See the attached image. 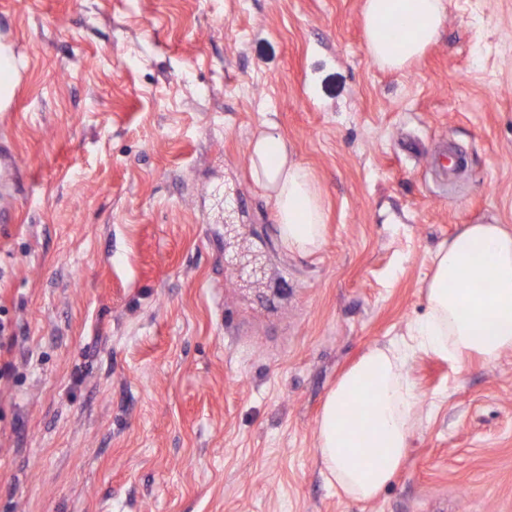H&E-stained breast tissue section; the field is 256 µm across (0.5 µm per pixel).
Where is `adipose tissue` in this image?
I'll use <instances>...</instances> for the list:
<instances>
[{
	"mask_svg": "<svg viewBox=\"0 0 512 512\" xmlns=\"http://www.w3.org/2000/svg\"><path fill=\"white\" fill-rule=\"evenodd\" d=\"M447 0H364L366 48L380 65L402 69L420 59L436 39ZM248 165L255 183L269 192L281 241L308 255L325 241V208L308 168L291 158L288 143L265 123L250 143ZM425 282L428 312L411 344L374 347L337 380L319 420L317 451L342 493L375 499L400 468L418 398L406 365L419 350L456 364L471 356L494 362L512 348V231L500 224H465L431 256ZM376 382L372 395L363 387ZM365 407L371 423L351 419Z\"/></svg>",
	"mask_w": 512,
	"mask_h": 512,
	"instance_id": "obj_1",
	"label": "adipose tissue"
}]
</instances>
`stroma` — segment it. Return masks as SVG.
I'll list each match as a JSON object with an SVG mask.
<instances>
[{
	"label": "stroma",
	"mask_w": 512,
	"mask_h": 512,
	"mask_svg": "<svg viewBox=\"0 0 512 512\" xmlns=\"http://www.w3.org/2000/svg\"><path fill=\"white\" fill-rule=\"evenodd\" d=\"M363 2L0 0V512H512V349L413 355L374 500L319 460L328 393L425 316L435 248L512 230V0H448L401 70ZM265 122L324 200L314 254L251 177ZM12 48L0 43V111L6 109L16 84Z\"/></svg>",
	"instance_id": "35a3bbf8"
}]
</instances>
